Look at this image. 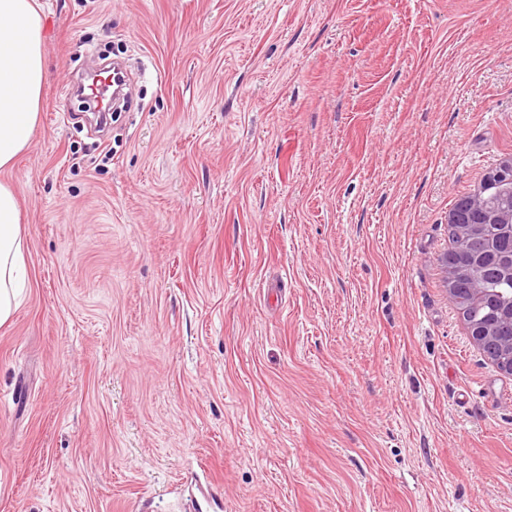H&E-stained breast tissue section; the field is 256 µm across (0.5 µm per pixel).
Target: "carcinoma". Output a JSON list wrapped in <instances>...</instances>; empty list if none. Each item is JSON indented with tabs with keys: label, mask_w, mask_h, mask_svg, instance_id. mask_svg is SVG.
<instances>
[{
	"label": "carcinoma",
	"mask_w": 512,
	"mask_h": 512,
	"mask_svg": "<svg viewBox=\"0 0 512 512\" xmlns=\"http://www.w3.org/2000/svg\"><path fill=\"white\" fill-rule=\"evenodd\" d=\"M448 235L454 248L482 256V293L474 295L469 291V281L460 276L451 280L456 289V297L462 299L457 305L466 325L495 322L499 335L512 336V274L505 271L506 264L512 260V237L507 234L491 232L488 236H474L461 241L459 227L448 225Z\"/></svg>",
	"instance_id": "cac0c4a2"
}]
</instances>
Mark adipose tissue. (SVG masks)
<instances>
[{
	"label": "adipose tissue",
	"instance_id": "adipose-tissue-1",
	"mask_svg": "<svg viewBox=\"0 0 512 512\" xmlns=\"http://www.w3.org/2000/svg\"><path fill=\"white\" fill-rule=\"evenodd\" d=\"M43 44L36 0H0V169L32 145L46 75ZM26 251L18 198L0 183V325L26 288Z\"/></svg>",
	"mask_w": 512,
	"mask_h": 512
}]
</instances>
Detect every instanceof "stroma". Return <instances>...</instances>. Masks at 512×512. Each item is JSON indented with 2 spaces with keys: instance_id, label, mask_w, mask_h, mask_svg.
Segmentation results:
<instances>
[{
  "instance_id": "35a3bbf8",
  "label": "stroma",
  "mask_w": 512,
  "mask_h": 512,
  "mask_svg": "<svg viewBox=\"0 0 512 512\" xmlns=\"http://www.w3.org/2000/svg\"><path fill=\"white\" fill-rule=\"evenodd\" d=\"M37 2L0 512H512V374L440 263L512 156V0Z\"/></svg>"
}]
</instances>
